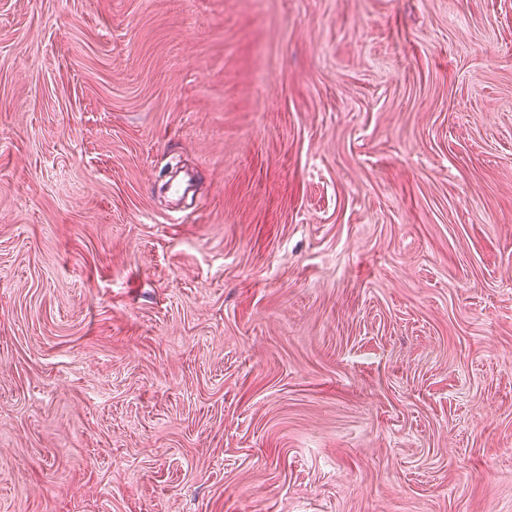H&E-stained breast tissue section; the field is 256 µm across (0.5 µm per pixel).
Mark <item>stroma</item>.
<instances>
[{"mask_svg":"<svg viewBox=\"0 0 512 512\" xmlns=\"http://www.w3.org/2000/svg\"><path fill=\"white\" fill-rule=\"evenodd\" d=\"M0 512H512V0H0Z\"/></svg>","mask_w":512,"mask_h":512,"instance_id":"1","label":"stroma"}]
</instances>
